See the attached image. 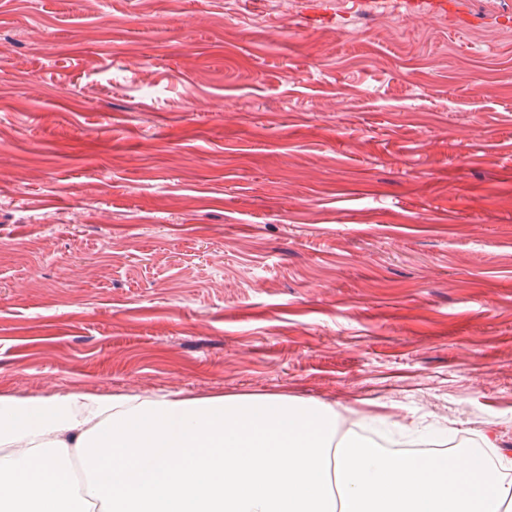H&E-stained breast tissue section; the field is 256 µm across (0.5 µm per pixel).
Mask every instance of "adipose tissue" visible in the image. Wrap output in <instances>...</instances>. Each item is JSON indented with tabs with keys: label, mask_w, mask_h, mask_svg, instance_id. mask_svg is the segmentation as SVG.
<instances>
[{
	"label": "adipose tissue",
	"mask_w": 512,
	"mask_h": 512,
	"mask_svg": "<svg viewBox=\"0 0 512 512\" xmlns=\"http://www.w3.org/2000/svg\"><path fill=\"white\" fill-rule=\"evenodd\" d=\"M276 392L0 397V512H512V458L393 455Z\"/></svg>",
	"instance_id": "obj_1"
}]
</instances>
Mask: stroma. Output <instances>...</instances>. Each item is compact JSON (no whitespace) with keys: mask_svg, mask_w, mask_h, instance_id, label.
<instances>
[{"mask_svg":"<svg viewBox=\"0 0 512 512\" xmlns=\"http://www.w3.org/2000/svg\"><path fill=\"white\" fill-rule=\"evenodd\" d=\"M0 0V397L277 392L512 456V0Z\"/></svg>","mask_w":512,"mask_h":512,"instance_id":"obj_1","label":"stroma"}]
</instances>
